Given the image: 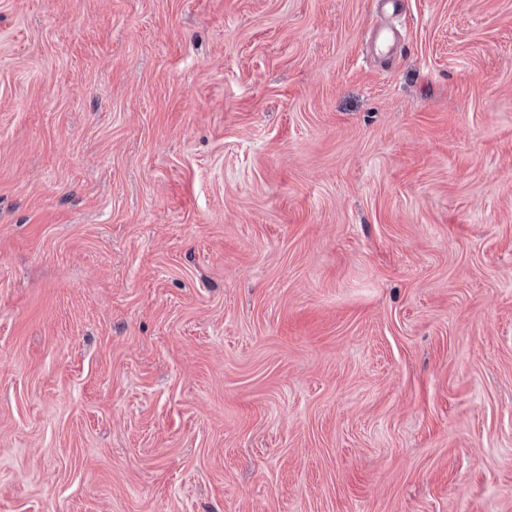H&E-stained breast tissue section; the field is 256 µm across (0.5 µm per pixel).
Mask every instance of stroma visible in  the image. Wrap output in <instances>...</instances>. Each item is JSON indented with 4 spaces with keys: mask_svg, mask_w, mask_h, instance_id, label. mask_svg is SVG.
Listing matches in <instances>:
<instances>
[{
    "mask_svg": "<svg viewBox=\"0 0 512 512\" xmlns=\"http://www.w3.org/2000/svg\"><path fill=\"white\" fill-rule=\"evenodd\" d=\"M0 0V512H512V0Z\"/></svg>",
    "mask_w": 512,
    "mask_h": 512,
    "instance_id": "1",
    "label": "stroma"
}]
</instances>
